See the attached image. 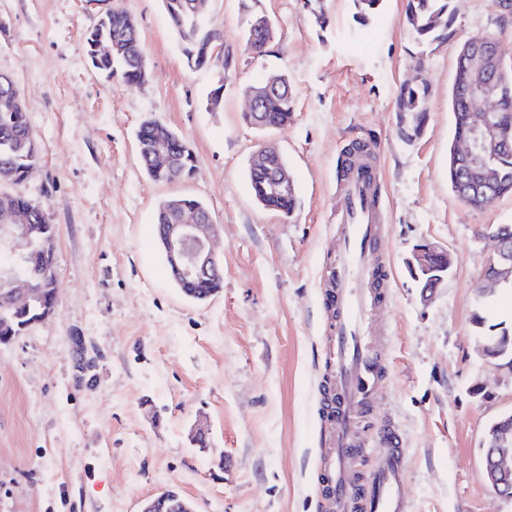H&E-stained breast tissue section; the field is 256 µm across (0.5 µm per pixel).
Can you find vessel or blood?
Masks as SVG:
<instances>
[{"instance_id": "obj_1", "label": "vessel or blood", "mask_w": 512, "mask_h": 512, "mask_svg": "<svg viewBox=\"0 0 512 512\" xmlns=\"http://www.w3.org/2000/svg\"><path fill=\"white\" fill-rule=\"evenodd\" d=\"M372 147L356 151L336 180L339 243L324 279L328 348L321 413L322 512H411L401 477L406 454L386 420L375 417L385 381L383 343L373 316L387 302L390 272L371 264L383 235L381 184ZM374 438L379 454L365 450Z\"/></svg>"}]
</instances>
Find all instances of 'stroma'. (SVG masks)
<instances>
[{"mask_svg": "<svg viewBox=\"0 0 512 512\" xmlns=\"http://www.w3.org/2000/svg\"><path fill=\"white\" fill-rule=\"evenodd\" d=\"M115 5L139 27L145 84L105 80L88 58L86 31ZM453 5L452 38L425 52L403 23L405 0H386L364 29L352 0H325L323 32L304 0H262L278 35L253 58L240 0H212L207 23L235 56L220 77L188 67L162 0H0V74L21 89L43 152L18 190L57 228L54 311L0 343V512H140L171 486L197 512H319L322 281L337 246V174L364 141L378 147V254L391 270L375 317L388 369L377 413L407 450L412 512H512L487 486L482 452L488 423L512 412V370L482 358L472 322L480 311L512 324V292L486 306L477 293L512 195L473 210L448 182L458 49L488 33L512 47V14L498 0ZM418 72L428 119L409 143L395 99ZM280 74L295 107L272 134L294 181L289 217L251 193L263 136L242 119L243 88ZM150 115L192 144L191 177L146 175L136 132ZM174 197L202 201L217 226L224 284L204 302L170 280L154 236L159 204ZM425 239L455 257L427 304L406 264ZM198 425L203 449L191 440Z\"/></svg>", "mask_w": 512, "mask_h": 512, "instance_id": "35a3bbf8", "label": "stroma"}]
</instances>
